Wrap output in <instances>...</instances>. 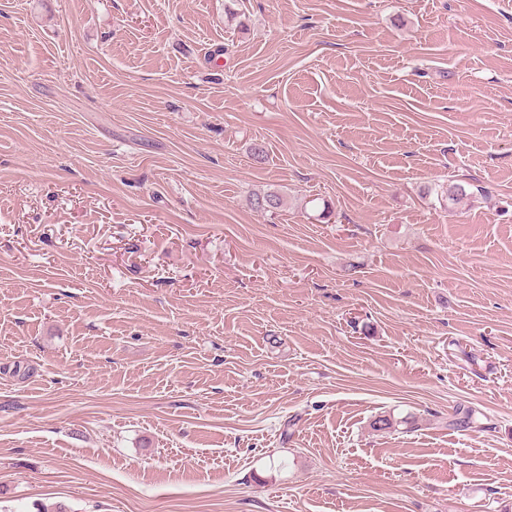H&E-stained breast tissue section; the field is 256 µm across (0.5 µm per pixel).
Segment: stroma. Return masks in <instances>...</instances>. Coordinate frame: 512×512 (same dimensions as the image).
<instances>
[{
    "instance_id": "1",
    "label": "stroma",
    "mask_w": 512,
    "mask_h": 512,
    "mask_svg": "<svg viewBox=\"0 0 512 512\" xmlns=\"http://www.w3.org/2000/svg\"><path fill=\"white\" fill-rule=\"evenodd\" d=\"M41 507L512 512V0H0V512ZM248 203L252 210L258 213H273L284 204L283 196L275 190L257 191L249 195Z\"/></svg>"
}]
</instances>
